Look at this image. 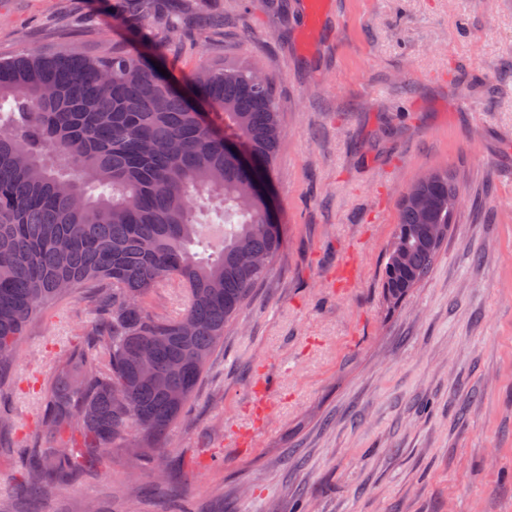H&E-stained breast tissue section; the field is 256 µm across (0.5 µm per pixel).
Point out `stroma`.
<instances>
[{"instance_id":"35a3bbf8","label":"stroma","mask_w":512,"mask_h":512,"mask_svg":"<svg viewBox=\"0 0 512 512\" xmlns=\"http://www.w3.org/2000/svg\"><path fill=\"white\" fill-rule=\"evenodd\" d=\"M104 0H0V55L126 40ZM222 29L167 49L178 83L205 59L274 83L282 252L170 434L172 480L121 453L28 512H512V0H197ZM464 200L429 276L394 309L381 263L423 172ZM72 298L34 321L0 406L37 435L33 379L91 329ZM0 451V512L24 494Z\"/></svg>"}]
</instances>
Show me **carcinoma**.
<instances>
[{"label": "carcinoma", "instance_id": "cac0c4a2", "mask_svg": "<svg viewBox=\"0 0 512 512\" xmlns=\"http://www.w3.org/2000/svg\"><path fill=\"white\" fill-rule=\"evenodd\" d=\"M110 15L144 51L57 46L0 57V385L36 318L77 295L96 316L39 391L41 431H82V452L38 437L18 449L27 495L41 503L115 448L173 478L170 430L191 413L226 328L283 247L281 225L255 198L257 183L277 175L284 137L271 79L256 85L252 64L214 62L185 91L157 70L183 25H224L193 0H112ZM227 140L257 164H241ZM458 194L444 168L402 196L381 273L387 308L428 277ZM205 205L223 217L222 242L206 256L196 251L209 247L198 222ZM168 283L188 297L177 315L149 308L152 290Z\"/></svg>", "mask_w": 512, "mask_h": 512}]
</instances>
